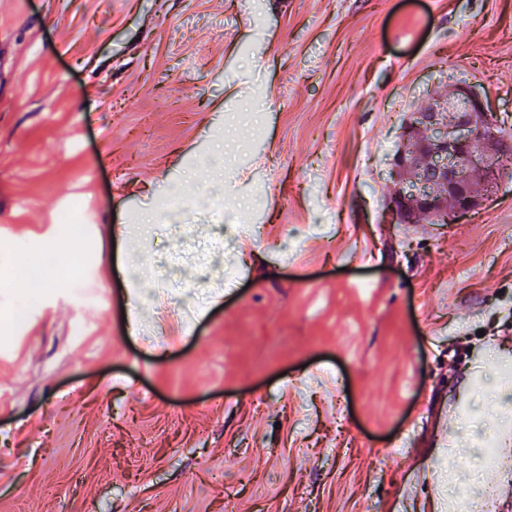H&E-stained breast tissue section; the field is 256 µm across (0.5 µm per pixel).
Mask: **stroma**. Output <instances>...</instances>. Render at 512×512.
<instances>
[{
	"label": "stroma",
	"mask_w": 512,
	"mask_h": 512,
	"mask_svg": "<svg viewBox=\"0 0 512 512\" xmlns=\"http://www.w3.org/2000/svg\"><path fill=\"white\" fill-rule=\"evenodd\" d=\"M456 83L512 134V0H0V512H440L443 413L512 365V171L382 215ZM220 183L235 283L142 299L186 252L159 212L207 231ZM42 283V272L37 275L35 272L30 273L28 270H25L21 277L15 281L14 288L17 292V303L13 311V318L17 322L23 321L29 311L41 299Z\"/></svg>",
	"instance_id": "obj_1"
}]
</instances>
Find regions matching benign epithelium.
Segmentation results:
<instances>
[{"label": "benign epithelium", "mask_w": 512, "mask_h": 512, "mask_svg": "<svg viewBox=\"0 0 512 512\" xmlns=\"http://www.w3.org/2000/svg\"><path fill=\"white\" fill-rule=\"evenodd\" d=\"M485 100L467 86L437 96L411 114L389 178L397 186L384 214L387 224L408 223V209L422 208L439 224H451L478 207L495 184L494 160L512 142L492 130Z\"/></svg>", "instance_id": "obj_1"}]
</instances>
